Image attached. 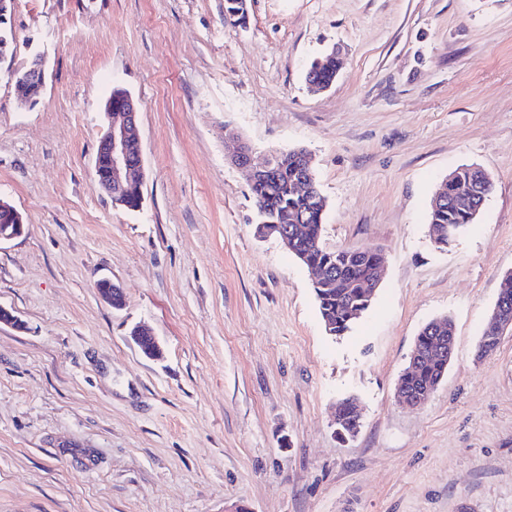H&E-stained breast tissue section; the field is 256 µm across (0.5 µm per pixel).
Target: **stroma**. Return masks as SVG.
<instances>
[{"label": "stroma", "mask_w": 512, "mask_h": 512, "mask_svg": "<svg viewBox=\"0 0 512 512\" xmlns=\"http://www.w3.org/2000/svg\"><path fill=\"white\" fill-rule=\"evenodd\" d=\"M247 7L238 26L224 0H14L16 59L43 52L47 80L30 105L0 61V197L25 224L0 244V306L24 323L0 324V512H512V333L476 357L512 271V0ZM331 53L334 83L311 92ZM115 87L140 105L135 210L95 181ZM228 131L258 163L309 151L326 245L382 254L344 335L309 270L257 235ZM466 165L494 189L437 246L431 199ZM446 317L445 377L399 404L419 331ZM130 337L138 349L149 359H156L161 356L162 349L158 339L149 331L139 326L132 328Z\"/></svg>", "instance_id": "obj_1"}]
</instances>
